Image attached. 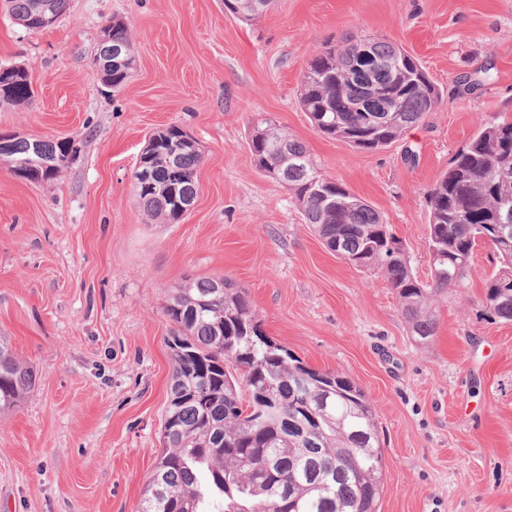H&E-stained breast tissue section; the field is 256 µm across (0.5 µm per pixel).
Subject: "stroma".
<instances>
[{"label":"stroma","instance_id":"1","mask_svg":"<svg viewBox=\"0 0 512 512\" xmlns=\"http://www.w3.org/2000/svg\"><path fill=\"white\" fill-rule=\"evenodd\" d=\"M113 17L137 69L110 89L92 60ZM358 29L415 55L443 93L376 151L321 136L299 103L309 60ZM17 63L35 96L0 107V133L77 154L44 184L0 163V335L37 375L0 415V512H139L172 374L163 307L185 277L214 275L247 290L274 341L363 389L383 449L378 512H512V322L481 307L492 249L439 301L435 339L416 342L382 272L329 251L248 146L264 117L304 142L430 282L429 193L480 123L512 114V0H277L247 23L224 0H69L42 31L0 10V67ZM173 125L200 146L199 194L157 224L131 174Z\"/></svg>","mask_w":512,"mask_h":512}]
</instances>
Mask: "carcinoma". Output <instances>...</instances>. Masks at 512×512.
Segmentation results:
<instances>
[{
  "instance_id": "cac0c4a2",
  "label": "carcinoma",
  "mask_w": 512,
  "mask_h": 512,
  "mask_svg": "<svg viewBox=\"0 0 512 512\" xmlns=\"http://www.w3.org/2000/svg\"><path fill=\"white\" fill-rule=\"evenodd\" d=\"M69 0H4L3 9L28 31L59 18ZM274 0H224L241 21L266 13ZM93 65L105 85L118 88L132 73L113 63L112 48L134 54L128 25L113 19ZM33 97L28 70L0 67V106ZM440 93L419 60L385 39L360 31L308 62L301 105L314 128L361 150H378L421 123ZM180 127L151 134L150 167L158 187L135 193L153 220L181 218L174 198L195 200L202 153L183 145ZM253 163L271 169L288 160L282 180L294 192L305 223L338 258L379 268L401 303L411 335L427 343L438 331L435 297L464 287L483 235L495 236L512 199V118L502 113L481 124L430 192L429 250L443 254L432 283L414 275L401 243L366 200L324 176L306 146L278 127L250 139ZM57 159L53 180L76 154L71 140L40 139ZM34 157L31 138L11 139L15 168ZM317 182L322 193L311 191ZM499 267L487 277L482 306L492 319L512 321V250L492 246ZM164 313L174 325L167 338L173 362L161 430L162 452L143 492L140 512H376L383 482L378 424L364 391L338 372L304 364L265 334L246 289L216 278L191 277L172 293ZM36 375L0 336V412L34 389Z\"/></svg>"
}]
</instances>
